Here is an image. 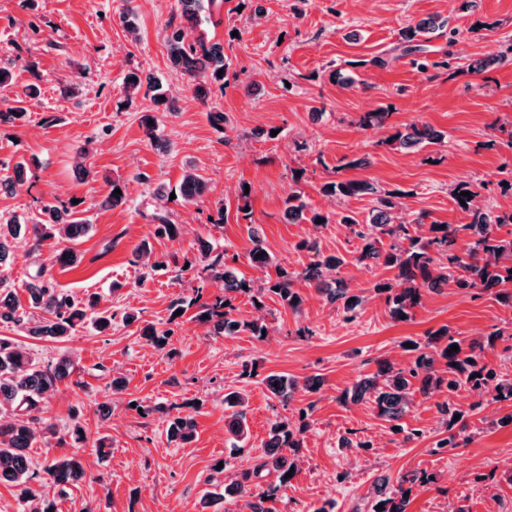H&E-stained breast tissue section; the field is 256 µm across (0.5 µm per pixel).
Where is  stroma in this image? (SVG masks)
<instances>
[{
    "mask_svg": "<svg viewBox=\"0 0 512 512\" xmlns=\"http://www.w3.org/2000/svg\"><path fill=\"white\" fill-rule=\"evenodd\" d=\"M263 14L251 15L250 0H217L200 25H187L189 38L206 35L224 45V87L207 86L199 98L169 70L166 28L180 23L177 0H0V67L13 78L0 85V109L25 100L24 118L0 124V179L24 163L25 181L0 191V216L29 218L44 204L78 202L92 228L69 241L57 236L34 244L12 240V261L1 272L27 303L30 273L45 267L55 288L75 302L99 298L114 319L109 330L76 328L61 339H35L11 324L0 337L43 361L62 356L70 378L47 392L30 450L35 465L64 455L80 456L84 474L76 482L38 484L56 512H197L205 490L223 491L241 470L263 455L271 425L278 420L309 426L294 459L296 469L279 491L276 512H366L377 489L392 492L415 471L429 482L413 487L408 512H512V403L489 402L463 386L453 400L467 411L468 444L436 449L444 436L438 405L444 397L415 395L403 422L421 430L407 441L380 419L370 400L343 401L345 390L371 376L379 361L395 367L411 357L407 339L426 341L448 326L455 338L482 339L493 326L512 328V307L488 295L444 288L426 292L407 322L393 321L379 283H394V270L357 260L359 239L337 213L365 220L372 196L339 199L321 187L336 179L367 180L378 189H400L406 219L424 224H467L472 217L449 195L459 181H488L477 208L512 210V148L487 147L493 128L512 122V0H261ZM136 15V31L119 21ZM437 16L457 30L455 41L436 36L430 49L447 55L448 68L420 71L410 58L379 69L367 61L397 44L400 33ZM487 63L472 74V60ZM341 69L351 85L333 82ZM161 81L174 110L155 105L153 93H126L129 71ZM385 107L390 126L419 121L446 132L443 145L397 150L380 134L362 129L364 113ZM156 115L162 144L140 124ZM224 121L212 124L210 113ZM356 158L367 166L351 167ZM196 168L208 182L206 196L188 203L179 197L182 174ZM302 171L293 180V171ZM126 202L101 207L113 183ZM167 197L157 200L156 186ZM303 196L312 211L327 216L316 226L285 218L288 195ZM167 212L180 233H156L152 216ZM257 231L270 254L267 268L248 255L249 233ZM317 242L326 255L343 257L326 288L341 286L363 302L353 320L327 301L324 290L296 278L304 298L292 310L265 287L279 269L298 273L310 261L301 241ZM227 253L232 272L263 289L262 302L246 295L233 301V319L260 320L263 338L241 331L215 334L199 321L197 307L173 317L175 299L211 302L219 284L200 260L202 243ZM73 248L76 265L56 256ZM133 312L129 323L124 313ZM152 324L173 334L165 349L141 334ZM279 374L298 384L289 404L268 391L264 379ZM123 379L112 390L113 378ZM320 380L317 390L304 386ZM246 397L247 435L231 449L225 428L224 394ZM107 406L100 416L99 406ZM79 411L87 441L66 436L72 411ZM193 415V438L170 440L177 414ZM104 450H96L97 440ZM369 449H360V442ZM223 472H216L219 462ZM487 482L474 485V473Z\"/></svg>",
    "mask_w": 512,
    "mask_h": 512,
    "instance_id": "1",
    "label": "stroma"
}]
</instances>
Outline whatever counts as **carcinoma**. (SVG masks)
<instances>
[{
    "label": "carcinoma",
    "instance_id": "1",
    "mask_svg": "<svg viewBox=\"0 0 512 512\" xmlns=\"http://www.w3.org/2000/svg\"><path fill=\"white\" fill-rule=\"evenodd\" d=\"M181 16L188 22H198L204 8V0H177ZM436 29L435 20H422L402 33L400 49L402 55L411 57V62L422 71L428 68H448V55L441 60L430 62L419 59L428 52L427 46L419 37ZM166 43L168 46L169 69L172 75L188 81L204 78L208 83H216L224 89V78L218 71L226 70L224 63V44L212 42L201 36L193 41L187 39L182 25L168 26ZM154 91L159 90V83L148 76L146 78L135 71L124 78L125 88L135 91L142 85ZM389 117L388 109L380 108L366 112L360 117L359 124L367 130L380 131L385 128ZM447 139V134L433 127L412 122L405 130H397L388 135L383 142L397 145L403 149L440 145ZM25 167L18 163L13 168V175L0 180V189L10 192L24 182ZM207 184L193 171L185 172L180 190L187 202L202 198ZM323 191L338 198L375 196V207L371 211L369 222L362 225L353 216L340 214L337 223L347 225L351 232L362 242L358 261L383 265L396 270V279L400 287L379 284L377 291L386 294L391 318L395 321H408L413 316V309L423 299V293L438 288H457L460 290H478L495 297L505 306L512 307V238L499 234L503 227L512 224V211L474 210V198L479 196L476 186L469 181H460L450 190V196L464 211L473 212V221L469 224L429 225V236L421 238L415 235V229L421 227V221H405L396 209V199L406 195L402 190L379 192L374 184L364 180H336L323 185ZM468 191L470 196L461 195ZM285 215L289 221L318 223L320 215L308 214L307 204L300 195L291 194L286 200ZM157 224L156 233L174 237L179 226L172 223L169 216L162 213L153 215ZM91 226L77 216L66 205L48 203L42 207L38 216L24 221L13 217L0 222V268L6 267L11 260L9 238H15L25 230L38 238L51 235L57 230L69 239L75 240L89 232ZM391 239L389 249H384L382 237ZM251 248L248 250L251 263L257 268L269 264V253L262 245V240L255 234L249 235ZM301 247L312 253V260L304 270L296 275L278 271L277 280L270 284L267 291L279 296L290 308L297 310L302 304V297L293 290L295 278L308 282L322 283L330 272H336L344 264V259L336 255L323 254L316 244L302 242ZM201 261L206 269L213 273L216 281L222 282L224 296L218 297L199 317H208L215 332L232 335L247 330L261 338L267 330L265 324L258 321L240 322L231 317L233 305L229 294H245L259 303L254 295V288L244 278L223 269V254H212L208 244L202 245ZM29 295V308L44 313L35 320L33 314L19 311L16 296L11 288H6L0 280V324H13L26 330L27 334L38 339H60L67 336L82 321L88 319L91 325L100 331L112 327L113 315H87L70 296L56 292L51 282L46 279L45 267L41 266L35 274L29 276L26 285ZM327 298L341 301L345 312L353 314L360 306V299L350 295L346 289L325 290ZM171 335L169 330H157L153 325L144 328L143 336L155 347L166 346ZM507 332L498 327L486 334V341L474 340L469 344L456 339L448 327L443 326L428 335L425 343L409 340L414 353L413 359L404 368H397L388 361L378 362L377 372L356 382L352 389L343 394L353 402L370 397L376 405L379 417L391 423L405 433L404 440L410 441L420 435V430L403 427L401 420L407 414L411 397L419 392L429 396L435 392H446L450 400L440 406L445 430L448 437L436 442L434 451L442 448H454L459 441H467L464 421L465 412L451 400L454 393L463 385H470L483 390L493 402L512 401V379H502L498 372L483 363L485 347H492ZM456 345L459 351L452 352L450 347ZM70 360L61 357L53 364L41 366L36 358L30 356L7 339L0 338V406L8 403L16 413L13 420L0 422V484H7L19 489L20 498L28 512H52L53 505L44 504L31 481L40 478L56 485H67L83 475L80 457L53 459L46 462L41 469H36L29 454L30 448L37 441L38 432L34 427L40 412V400L51 390L56 382L69 376ZM269 392L282 405H287L296 382L279 375L265 378ZM245 397L239 391L224 394V405L232 410L226 422L228 432L236 439L246 434ZM459 419H454V416ZM306 412H301L299 423L290 425L286 422L272 424L268 439L264 442L265 455L253 468L241 473L240 478L224 485V496H242L250 498L247 507L251 512H272L268 503L275 500L280 488L288 485L286 473L295 466L293 458L285 450L294 451L300 447L301 436L306 432L308 422ZM195 423L190 415L177 416L170 424V436L182 442L193 437ZM273 474L277 484L262 487L259 478ZM410 503L409 490L402 487L386 495L381 493L375 498L369 512H407ZM383 510H376L377 506Z\"/></svg>",
    "mask_w": 512,
    "mask_h": 512
}]
</instances>
